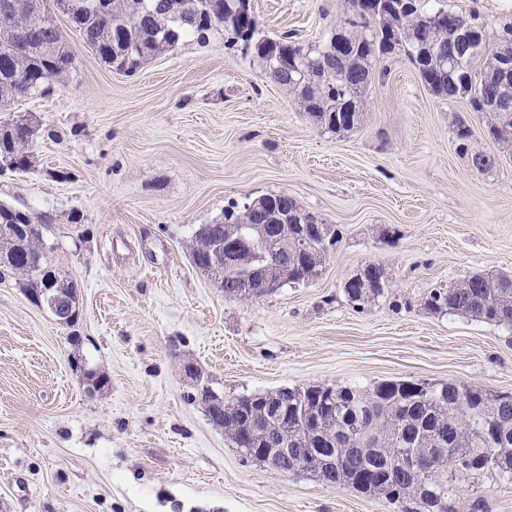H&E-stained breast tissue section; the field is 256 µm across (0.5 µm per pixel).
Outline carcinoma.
Listing matches in <instances>:
<instances>
[{
    "label": "carcinoma",
    "mask_w": 512,
    "mask_h": 512,
    "mask_svg": "<svg viewBox=\"0 0 512 512\" xmlns=\"http://www.w3.org/2000/svg\"><path fill=\"white\" fill-rule=\"evenodd\" d=\"M9 1L0 8V29L19 38L0 37V111L24 97L50 94L73 67L66 37L57 23L34 16L31 0ZM237 0H79V8L61 13L70 30L105 64L134 74L151 57L174 49L187 38L204 40L219 29L242 44L271 81L293 95L300 111L336 136L353 131L364 115L352 117L350 98H363L372 83L374 61L402 52L414 65L424 85L435 95L455 101L466 99L476 112L488 114L487 135L504 146L512 145V109L505 114L490 108L495 98L512 101V85H499L497 64L512 63V26L502 29L496 41L484 27L471 49L448 57V34L475 17L441 4L422 0L396 8L386 18L381 0H347L361 16L359 29L340 49L333 38L323 44L302 46L284 35L258 36L256 18L228 26L226 14ZM295 60L305 73L301 80L280 71L277 56ZM16 121L0 125V157L14 156L19 170L30 166V140L23 132L7 137ZM457 148L469 152L472 132L455 125ZM471 153V152H469ZM484 170L495 157L473 152ZM315 217L284 193L269 194L241 208L224 209L223 217L195 231L190 251L195 264H211L221 250L234 245L255 250L241 268L223 267L213 272L224 294L240 299L261 297L288 284L307 283L319 275L333 247L313 233ZM0 224H40L41 232L16 238L0 236V280L10 277L27 295H36L47 275L64 289L67 304L78 307V291L62 277L47 254L45 233L51 217L0 203ZM390 279L385 268L368 262L361 276L345 288L348 300L365 307L385 294ZM425 307L436 314H454L512 327V275L477 271L448 288L431 290ZM211 425L224 432L249 458L260 460L259 448L288 450V468L305 470L330 488L349 487L391 504H405V512H456L459 482L451 470V455L465 453L485 464L473 477L494 473L512 482V395L491 394L457 383L383 381L371 388L360 386L280 388L228 397L205 407ZM320 448V459L303 468L310 449ZM410 456L434 460L435 465L416 472L387 477V462Z\"/></svg>",
    "instance_id": "1"
}]
</instances>
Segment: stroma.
Masks as SVG:
<instances>
[{"label": "stroma", "instance_id": "obj_1", "mask_svg": "<svg viewBox=\"0 0 512 512\" xmlns=\"http://www.w3.org/2000/svg\"><path fill=\"white\" fill-rule=\"evenodd\" d=\"M488 33L512 0H448ZM259 32L322 40L342 0H251ZM73 69L32 118L31 165L0 176V201L53 222L51 256L80 290L74 326L0 283V512H400L244 457L190 401L283 387L454 382L512 393V329L424 306L472 272L512 273V147L466 101L435 96L392 55L354 132L326 133L259 64L215 32L128 76L69 37ZM498 156L486 172L456 148ZM285 193L341 240L313 281L226 296L188 244L225 207ZM382 265L388 294L356 308L343 284ZM106 375L92 390L87 372ZM512 512V481H464L458 512Z\"/></svg>", "mask_w": 512, "mask_h": 512}]
</instances>
